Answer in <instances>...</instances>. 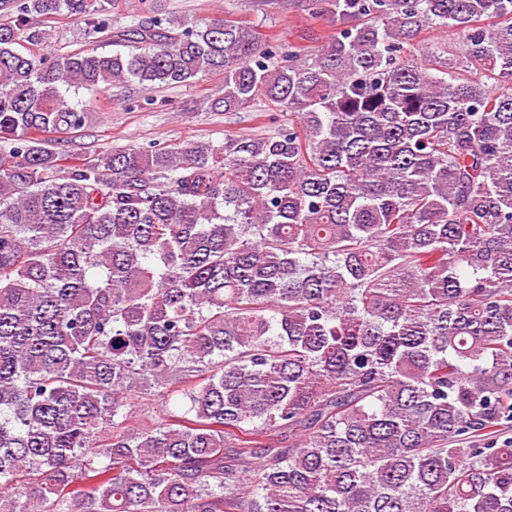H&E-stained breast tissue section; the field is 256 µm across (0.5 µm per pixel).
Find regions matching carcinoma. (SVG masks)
Wrapping results in <instances>:
<instances>
[{
    "label": "carcinoma",
    "instance_id": "carcinoma-1",
    "mask_svg": "<svg viewBox=\"0 0 512 512\" xmlns=\"http://www.w3.org/2000/svg\"><path fill=\"white\" fill-rule=\"evenodd\" d=\"M114 2L0 0V512H512V0ZM61 13L112 50L46 62ZM213 75L283 120L56 149L72 90ZM164 3L169 9L189 11L199 18L218 16L241 21L262 37L273 35L282 43L295 42L309 28L322 31L330 25L313 20L291 0H164ZM131 401L134 403L132 409L134 417L131 420V424L136 427L147 421L146 416L153 420L163 418L173 405L172 402H168L157 396L151 397L150 400L133 396Z\"/></svg>",
    "mask_w": 512,
    "mask_h": 512
}]
</instances>
